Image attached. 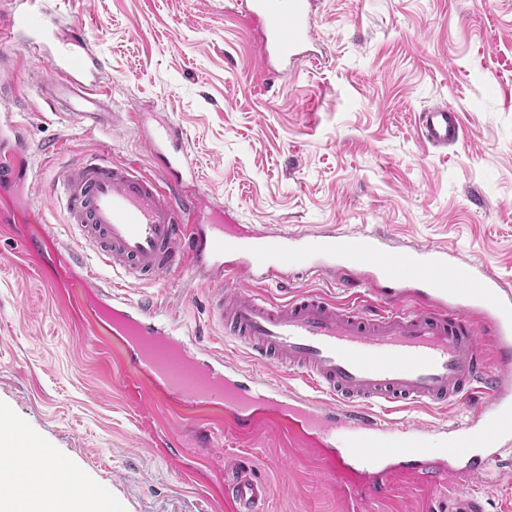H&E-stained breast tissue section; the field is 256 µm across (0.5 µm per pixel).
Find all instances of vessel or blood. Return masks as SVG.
<instances>
[{
	"label": "vessel or blood",
	"instance_id": "obj_1",
	"mask_svg": "<svg viewBox=\"0 0 512 512\" xmlns=\"http://www.w3.org/2000/svg\"><path fill=\"white\" fill-rule=\"evenodd\" d=\"M318 0H234V10L257 33L265 70L287 73L315 43ZM25 31L29 45L57 37L43 0H11L0 37ZM50 59L52 77L39 85L74 99L75 118L90 129L107 125V64L73 46L86 45L71 26ZM421 139L436 149L456 145L465 130L456 111L430 106L419 112ZM152 151L172 147L163 180L104 156L80 158L58 176L63 208L85 243L113 270L135 283H156L179 273L185 285L210 284V314L226 337L254 361L296 371L307 392L258 380L235 363L186 342L156 303L129 299L112 283L94 282L112 321L90 318L94 336H121L138 352L136 366L156 391L174 392L178 407L218 408L225 421L249 435L283 420L295 447L320 453L329 483L347 502L385 494L391 480L412 471L423 478L451 475L465 461L471 475L490 472L512 447V289L481 263H457L440 246H394L376 232L245 231L225 225L197 187L196 162L183 131L165 121L146 135ZM23 142L0 149V188L23 186ZM320 260L346 288L366 283L381 296L371 310L302 292L283 302L262 299L253 285L282 279L290 269ZM242 274L252 283L225 295L224 282ZM472 398L479 407L449 425L448 440L433 452L428 429L378 419L373 409L410 404L448 405ZM392 440L398 464L379 458ZM234 512H263L272 494L253 468L224 473Z\"/></svg>",
	"mask_w": 512,
	"mask_h": 512
}]
</instances>
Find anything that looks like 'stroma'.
<instances>
[{
	"label": "stroma",
	"instance_id": "stroma-1",
	"mask_svg": "<svg viewBox=\"0 0 512 512\" xmlns=\"http://www.w3.org/2000/svg\"><path fill=\"white\" fill-rule=\"evenodd\" d=\"M60 28L85 25L88 52L108 63V101L119 120L89 133L42 98L53 47L26 34L0 41V112L12 113L30 145L29 180L17 198L35 222L0 230V432L39 465L66 463L75 497L105 494L120 512H231L224 472L239 460L273 485L264 512H436L448 496L472 494L486 512H512V453L494 474L436 484L400 476L387 494L351 505L327 486L322 463L298 455L270 424L239 434L217 409L189 424L148 380L120 382L125 353L113 336L88 338L87 292L61 288L80 276L70 252L104 266L67 224L52 184L74 160L109 150L152 177L163 158L140 138L157 121L179 124L211 205L261 230L380 232L398 246L434 245L477 261L512 288V0H321L317 43L285 80L266 79L255 34L226 0H45ZM442 104L466 131L440 151L418 135L415 115ZM53 225L44 265L21 254L20 234ZM316 291L377 308L367 291L329 274L268 282L256 292L283 301ZM146 296L192 331L193 341L258 379L303 389L300 376L257 364L225 337L209 312L210 285L184 287L172 274ZM470 404L382 410L428 427L467 420Z\"/></svg>",
	"mask_w": 512,
	"mask_h": 512
}]
</instances>
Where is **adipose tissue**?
<instances>
[{"label": "adipose tissue", "mask_w": 512, "mask_h": 512, "mask_svg": "<svg viewBox=\"0 0 512 512\" xmlns=\"http://www.w3.org/2000/svg\"><path fill=\"white\" fill-rule=\"evenodd\" d=\"M67 474L65 464L53 460L41 471H34L27 460L15 455L9 444L0 445V512H70L58 496L36 492L21 495L22 482L36 480L62 485Z\"/></svg>", "instance_id": "ef3b65f1"}]
</instances>
